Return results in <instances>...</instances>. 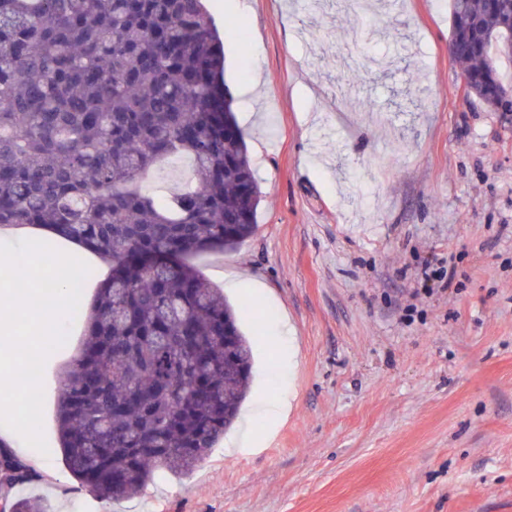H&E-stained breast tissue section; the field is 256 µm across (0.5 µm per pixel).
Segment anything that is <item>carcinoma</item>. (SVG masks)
Wrapping results in <instances>:
<instances>
[{"instance_id":"cac0c4a2","label":"carcinoma","mask_w":512,"mask_h":512,"mask_svg":"<svg viewBox=\"0 0 512 512\" xmlns=\"http://www.w3.org/2000/svg\"><path fill=\"white\" fill-rule=\"evenodd\" d=\"M469 93L512 112V0H452ZM203 0H0V227L44 226L110 265L63 371L60 447L77 488L113 502L209 455L253 369L232 306L195 266L254 234L261 193ZM189 159L190 185H142ZM18 471L0 488L33 478ZM12 512H50L30 499Z\"/></svg>"}]
</instances>
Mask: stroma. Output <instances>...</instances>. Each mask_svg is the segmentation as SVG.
<instances>
[{
  "label": "stroma",
  "mask_w": 512,
  "mask_h": 512,
  "mask_svg": "<svg viewBox=\"0 0 512 512\" xmlns=\"http://www.w3.org/2000/svg\"><path fill=\"white\" fill-rule=\"evenodd\" d=\"M306 2L205 0L245 28L225 78L262 201L252 237L195 263L261 312L240 321L253 380L196 469L102 512H512V112L464 93L450 0ZM364 27L349 101L336 54ZM98 280L45 364L48 454L12 439L34 478L9 499L88 512L56 403Z\"/></svg>",
  "instance_id": "obj_1"
}]
</instances>
